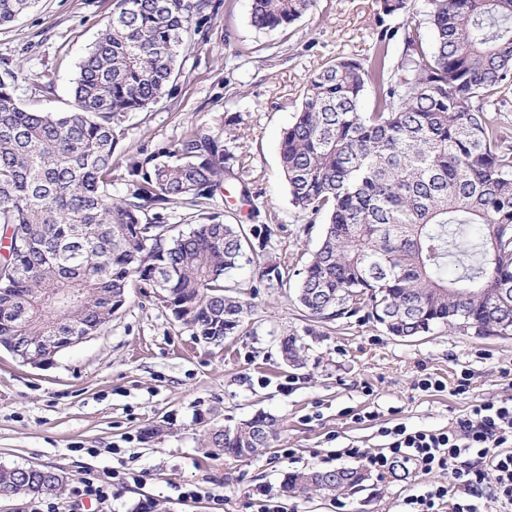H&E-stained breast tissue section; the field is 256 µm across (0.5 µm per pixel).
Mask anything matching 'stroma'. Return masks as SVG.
<instances>
[{
  "instance_id": "1",
  "label": "stroma",
  "mask_w": 512,
  "mask_h": 512,
  "mask_svg": "<svg viewBox=\"0 0 512 512\" xmlns=\"http://www.w3.org/2000/svg\"><path fill=\"white\" fill-rule=\"evenodd\" d=\"M252 0H224L205 39L183 63L171 99L130 114L116 152L121 162L172 144L191 126L233 124L244 169L238 191L215 199L225 221L249 223L251 206L278 224L270 259L302 269L322 226L293 205L279 167L282 133L292 123L307 78L340 56L367 55L376 37L375 0H316L285 30L256 31ZM115 0H36L0 28V63L20 67L16 95L29 108L67 111L79 60ZM52 93H44V85ZM226 283L253 306L245 333L221 344L196 341L152 288H132L125 305L97 333L34 366L0 348V467H51L63 477L55 495L67 502L81 473H136L112 488L111 512L150 502L155 512H250V494L279 491L286 473L353 466L355 444L377 451L380 430L399 423L437 430L469 412L472 400H512V336L478 338L441 327L410 339L389 335L363 314L309 324L287 287L261 280L252 267ZM312 327L297 367L281 360L282 334ZM470 391H455L461 374ZM438 387H420L423 378ZM258 412L279 433L262 456L233 459L206 451L209 432ZM373 420H365V413ZM293 456H286V449ZM396 463L386 479L327 499H287L291 512H399L424 486L446 481ZM198 497L186 498L187 490Z\"/></svg>"
}]
</instances>
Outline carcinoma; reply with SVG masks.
<instances>
[{"instance_id": "obj_1", "label": "carcinoma", "mask_w": 512, "mask_h": 512, "mask_svg": "<svg viewBox=\"0 0 512 512\" xmlns=\"http://www.w3.org/2000/svg\"><path fill=\"white\" fill-rule=\"evenodd\" d=\"M35 0H0V26ZM223 0H115L79 64L66 112L24 108L20 69L0 75V342L16 356L42 338L91 336L124 306L129 288H158L175 318L206 343L243 326L250 305L224 287L244 263L288 285L285 260L263 262L274 231L245 228L210 210L224 176L240 165L224 128L195 127L174 144L118 172L123 123L172 97L196 35ZM315 0H253L258 31L286 28ZM377 34L365 57H342L306 82L283 131L280 167L292 202L325 216L296 300L317 321L368 319L392 336H424L438 325L463 335L511 336L512 311L488 312L512 290V141L498 105L512 95V0H427L426 42L385 17L412 0H377ZM125 182L122 195L112 183ZM181 205L190 229L170 233ZM304 343L285 334L281 354ZM274 419L259 414L211 433L208 448L233 458L268 449ZM285 476L282 491L301 479ZM50 468L0 467V494L53 495Z\"/></svg>"}]
</instances>
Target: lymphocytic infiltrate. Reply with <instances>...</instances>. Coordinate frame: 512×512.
Wrapping results in <instances>:
<instances>
[{"mask_svg": "<svg viewBox=\"0 0 512 512\" xmlns=\"http://www.w3.org/2000/svg\"><path fill=\"white\" fill-rule=\"evenodd\" d=\"M384 444L368 452L349 445L341 453L360 461L379 479H386L396 461L414 464L419 471L435 470L447 482L424 487L406 497L403 512H440L452 503L453 512H485L487 502L512 506V402L474 401L468 415L438 430L411 429L404 424L381 430ZM132 472L111 470L105 475L82 474L73 490L71 512H79L84 500L110 512L112 487L132 479Z\"/></svg>", "mask_w": 512, "mask_h": 512, "instance_id": "obj_1", "label": "lymphocytic infiltrate"}]
</instances>
